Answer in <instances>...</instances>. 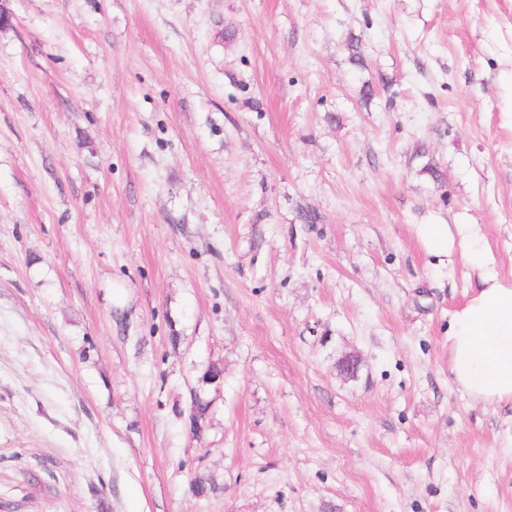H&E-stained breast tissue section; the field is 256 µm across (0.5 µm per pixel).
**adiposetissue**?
<instances>
[{"instance_id":"ef3b65f1","label":"adipose tissue","mask_w":512,"mask_h":512,"mask_svg":"<svg viewBox=\"0 0 512 512\" xmlns=\"http://www.w3.org/2000/svg\"><path fill=\"white\" fill-rule=\"evenodd\" d=\"M416 233L428 254L459 251L477 286L448 323L450 373L470 397L512 401V283L501 277L478 225L420 224Z\"/></svg>"}]
</instances>
